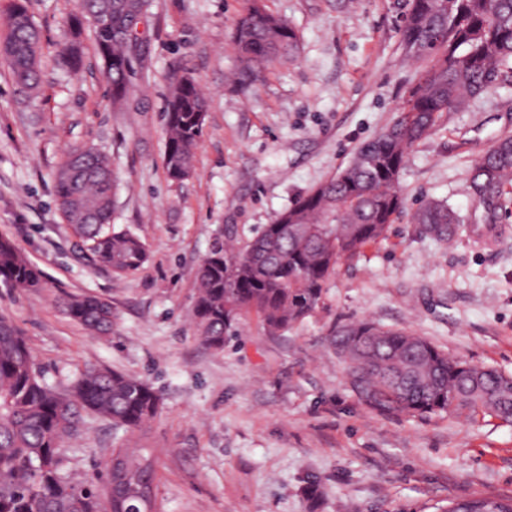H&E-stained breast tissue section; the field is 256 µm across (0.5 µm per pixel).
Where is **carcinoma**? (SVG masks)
Returning a JSON list of instances; mask_svg holds the SVG:
<instances>
[{"label":"carcinoma","instance_id":"obj_1","mask_svg":"<svg viewBox=\"0 0 512 512\" xmlns=\"http://www.w3.org/2000/svg\"><path fill=\"white\" fill-rule=\"evenodd\" d=\"M149 0H80L61 52L67 70L82 65L84 19L120 111L130 83L133 31ZM10 51L5 59L13 80L38 88L41 34L20 0L6 8ZM406 52L424 63L405 91L399 116L364 142L346 167L313 188L263 226L242 249L216 242L199 266L192 317L207 347L224 349L242 315L255 312L273 333L288 330L315 310L337 263L385 237L403 209L399 179L409 151L445 112L459 109L496 81H512V0H409L400 27ZM233 44L240 80L254 83L266 67L296 58L299 43L288 22L247 0ZM207 102L189 75L171 81L165 112L163 166L173 180L194 169L206 124ZM91 176L74 179L72 149L55 172V202L66 223L87 245L89 259L115 276L139 270L145 244L116 231L112 214L116 178L106 155L87 146ZM512 188V136L496 141L472 166L471 196L493 223ZM413 220L440 240L451 239L461 216L447 201L420 204ZM0 284L31 289L40 272L6 238L0 237ZM67 315L87 329H112V303L95 295L64 302ZM330 346L350 377L352 390L370 411L382 415H490L512 423V378L451 359L422 336L385 330L369 321L350 323L330 337ZM161 395L146 381L115 370L87 366L64 385L44 381L25 336L0 318V512H158L155 498L141 489L153 485L155 466L138 448H116L105 476L77 481L67 471L65 439L74 436L87 413L128 431L153 418ZM439 512H512V498L455 500Z\"/></svg>","mask_w":512,"mask_h":512}]
</instances>
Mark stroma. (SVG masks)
Instances as JSON below:
<instances>
[{"label":"stroma","mask_w":512,"mask_h":512,"mask_svg":"<svg viewBox=\"0 0 512 512\" xmlns=\"http://www.w3.org/2000/svg\"><path fill=\"white\" fill-rule=\"evenodd\" d=\"M405 4L264 0L296 31L299 55L244 84L232 43L244 0H150L116 112L92 38L80 70L58 66L75 0H28L40 84L17 85L0 59V235L42 285L0 286V317L27 338L47 383L97 366L145 380L163 400L135 432L85 416L65 443L74 474L104 470L114 448H141L156 462L161 512H437L455 499L512 497V424L372 413L327 342L334 327L369 320L512 375V206L485 223L467 189L471 166L512 135L511 82L443 113L411 149L403 212L385 238L340 262L302 323L272 334L248 313L217 352L191 320L196 272L216 240L245 246L394 121L420 67L401 42ZM176 74L193 76L208 102L195 172L181 181L162 162ZM84 145L106 153L118 177L115 230L146 244L130 275L79 259L55 205L54 171ZM430 198L462 216L452 242L414 223ZM70 294L111 300V332L91 335L68 317Z\"/></svg>","instance_id":"obj_1"}]
</instances>
